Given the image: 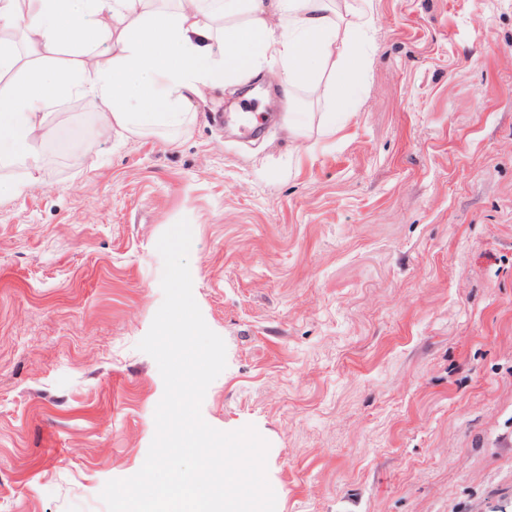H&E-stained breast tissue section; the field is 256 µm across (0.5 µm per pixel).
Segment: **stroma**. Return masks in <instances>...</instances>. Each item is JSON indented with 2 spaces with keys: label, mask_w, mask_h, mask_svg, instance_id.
Returning <instances> with one entry per match:
<instances>
[{
  "label": "stroma",
  "mask_w": 512,
  "mask_h": 512,
  "mask_svg": "<svg viewBox=\"0 0 512 512\" xmlns=\"http://www.w3.org/2000/svg\"><path fill=\"white\" fill-rule=\"evenodd\" d=\"M370 4L332 132L309 88L289 131L276 68L179 132L52 107L39 187L0 197V512H106L142 467L164 382L138 344L183 218L226 345L202 417L268 441L276 512H512V0Z\"/></svg>",
  "instance_id": "stroma-1"
}]
</instances>
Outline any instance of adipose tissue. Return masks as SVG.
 Here are the masks:
<instances>
[{
    "label": "adipose tissue",
    "instance_id": "obj_1",
    "mask_svg": "<svg viewBox=\"0 0 512 512\" xmlns=\"http://www.w3.org/2000/svg\"><path fill=\"white\" fill-rule=\"evenodd\" d=\"M368 0H0V161L36 170L54 136L47 108L98 100L101 135L187 128L208 88L277 65L282 94L319 89L323 125L358 111L369 33ZM102 50L93 69L61 64L64 50Z\"/></svg>",
    "mask_w": 512,
    "mask_h": 512
}]
</instances>
